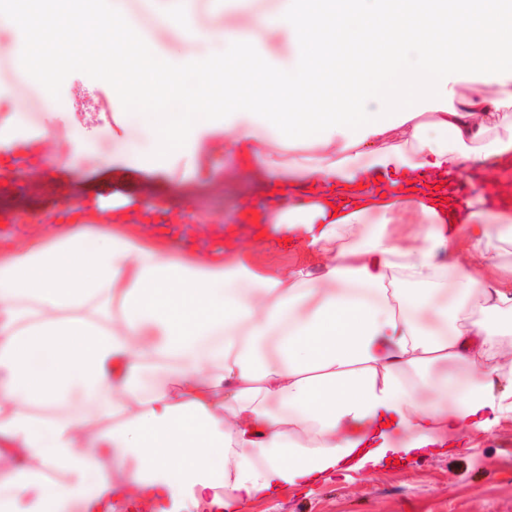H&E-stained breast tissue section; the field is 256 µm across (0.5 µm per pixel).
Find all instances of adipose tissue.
Listing matches in <instances>:
<instances>
[{"label":"adipose tissue","mask_w":512,"mask_h":512,"mask_svg":"<svg viewBox=\"0 0 512 512\" xmlns=\"http://www.w3.org/2000/svg\"><path fill=\"white\" fill-rule=\"evenodd\" d=\"M155 24L225 52L213 103L182 112L169 79L155 104L125 78L118 155L131 135L154 157L205 165L219 136L240 172L306 202L248 215L265 235L220 257L181 261L126 227L70 231L0 252V501L5 512H71L103 500L168 499L213 512L345 471L467 454L470 434L512 414V209L472 199L456 214L448 176L512 167V0H280L274 15L199 37L189 0H156ZM75 14H11L29 48L18 65L51 92L43 57ZM371 41L364 75L345 81L322 49ZM476 73L466 94L455 85ZM495 86L487 95L486 86ZM277 100L280 111L265 108ZM291 152L278 163L272 149ZM388 183L367 189L368 177ZM289 236L310 262L268 270L256 254ZM453 307L436 305L449 283ZM121 299L120 317L112 301ZM433 311L443 331L419 324ZM461 370L419 399L424 369ZM119 423L98 430L93 418ZM37 461L42 471L27 469ZM62 471L59 480L48 471Z\"/></svg>","instance_id":"ef3b65f1"}]
</instances>
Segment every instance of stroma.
I'll list each match as a JSON object with an SVG mask.
<instances>
[{
  "label": "stroma",
  "instance_id": "1",
  "mask_svg": "<svg viewBox=\"0 0 512 512\" xmlns=\"http://www.w3.org/2000/svg\"><path fill=\"white\" fill-rule=\"evenodd\" d=\"M76 85L82 97L72 95ZM108 90L96 71L78 66L56 83L52 108L29 106L24 117L41 130L88 144L73 158L46 157L51 175L89 191L119 183L196 214H220L229 223L225 235H234L230 223L242 204L264 201L265 178L236 172L220 149L209 158L207 176L184 154L156 171L114 156L101 139L111 134L112 115L122 105ZM472 443L464 456L434 454L404 465L345 472L272 499L237 504L235 512H512V418L474 433Z\"/></svg>",
  "mask_w": 512,
  "mask_h": 512
}]
</instances>
